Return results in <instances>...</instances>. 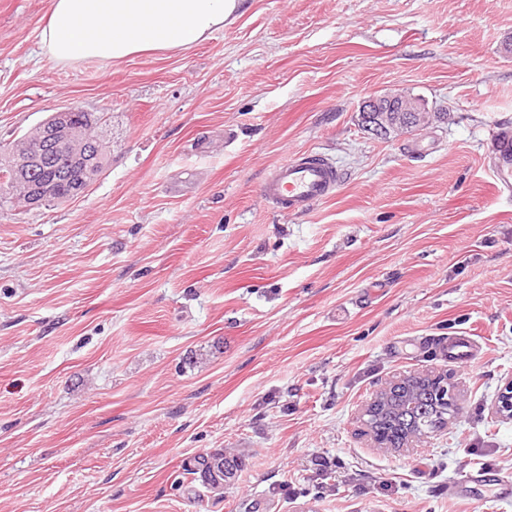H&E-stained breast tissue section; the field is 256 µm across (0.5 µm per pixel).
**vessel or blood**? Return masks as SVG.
<instances>
[{
	"label": "vessel or blood",
	"instance_id": "vessel-or-blood-1",
	"mask_svg": "<svg viewBox=\"0 0 512 512\" xmlns=\"http://www.w3.org/2000/svg\"><path fill=\"white\" fill-rule=\"evenodd\" d=\"M485 161L498 196L511 198L512 131L492 134ZM341 184V173L330 159L318 153H300L275 168L261 183L259 195L280 213L301 215L335 196Z\"/></svg>",
	"mask_w": 512,
	"mask_h": 512
}]
</instances>
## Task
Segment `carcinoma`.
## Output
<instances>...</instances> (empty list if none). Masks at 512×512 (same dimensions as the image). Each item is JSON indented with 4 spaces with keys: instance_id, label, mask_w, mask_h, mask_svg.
Masks as SVG:
<instances>
[{
    "instance_id": "obj_1",
    "label": "carcinoma",
    "mask_w": 512,
    "mask_h": 512,
    "mask_svg": "<svg viewBox=\"0 0 512 512\" xmlns=\"http://www.w3.org/2000/svg\"><path fill=\"white\" fill-rule=\"evenodd\" d=\"M445 380H433L427 376H416L403 384L381 392L375 404L376 427L383 436L387 448H399L412 436L439 429L456 400L445 402L439 394ZM224 457V450L215 449L199 453L183 466V474L202 480V474L211 471V460Z\"/></svg>"
}]
</instances>
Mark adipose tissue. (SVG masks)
Returning <instances> with one entry per match:
<instances>
[{
  "mask_svg": "<svg viewBox=\"0 0 512 512\" xmlns=\"http://www.w3.org/2000/svg\"><path fill=\"white\" fill-rule=\"evenodd\" d=\"M247 6V0H51L40 44L61 64L121 61L202 43Z\"/></svg>",
  "mask_w": 512,
  "mask_h": 512,
  "instance_id": "ef3b65f1",
  "label": "adipose tissue"
}]
</instances>
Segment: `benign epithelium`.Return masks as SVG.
I'll list each match as a JSON object with an SVG mask.
<instances>
[{
	"instance_id": "1",
	"label": "benign epithelium",
	"mask_w": 512,
	"mask_h": 512,
	"mask_svg": "<svg viewBox=\"0 0 512 512\" xmlns=\"http://www.w3.org/2000/svg\"><path fill=\"white\" fill-rule=\"evenodd\" d=\"M71 109L58 111L56 120L39 131L41 148L18 150L6 164L9 184L21 190L27 206L57 200L60 180L49 174L57 153L70 156L69 177L77 194H82L102 170L101 148L96 137L70 120ZM365 127L374 134L391 130L418 131L430 126L433 113L417 99L401 95L382 96L364 101Z\"/></svg>"
}]
</instances>
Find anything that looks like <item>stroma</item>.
<instances>
[{
  "mask_svg": "<svg viewBox=\"0 0 512 512\" xmlns=\"http://www.w3.org/2000/svg\"><path fill=\"white\" fill-rule=\"evenodd\" d=\"M50 0H0V146L66 107L111 152L81 196L0 202V512H512V0H250L183 51L63 65ZM434 112L374 135L361 106ZM312 151L343 182L304 215L260 182ZM469 336L474 365L448 360ZM453 373L459 412L394 453L359 414L392 378ZM216 448L223 497L182 483ZM490 152L484 157L500 197L512 196V131H496L491 136Z\"/></svg>",
  "mask_w": 512,
  "mask_h": 512,
  "instance_id": "1",
  "label": "stroma"
}]
</instances>
